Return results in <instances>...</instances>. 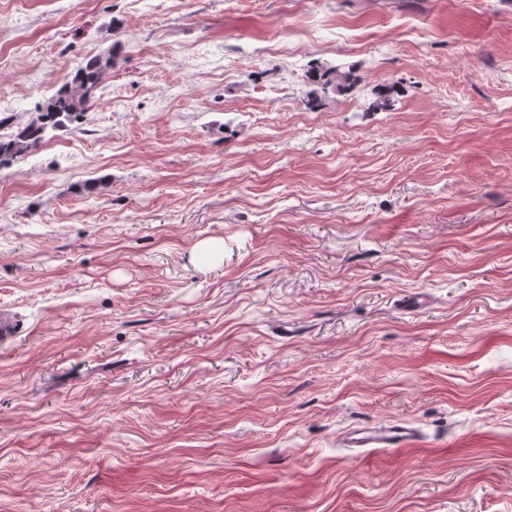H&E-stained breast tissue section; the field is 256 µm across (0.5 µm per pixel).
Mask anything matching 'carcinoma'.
<instances>
[{
    "instance_id": "cac0c4a2",
    "label": "carcinoma",
    "mask_w": 512,
    "mask_h": 512,
    "mask_svg": "<svg viewBox=\"0 0 512 512\" xmlns=\"http://www.w3.org/2000/svg\"><path fill=\"white\" fill-rule=\"evenodd\" d=\"M111 68L110 53L90 58L78 70L72 82L47 100L35 119L17 126L9 135L0 137V162L23 155L44 138L48 129L63 128L81 120L87 112L89 97ZM308 79L322 91L331 87L338 93L353 90L357 82L351 71L337 66L326 67L318 62L310 67Z\"/></svg>"
}]
</instances>
